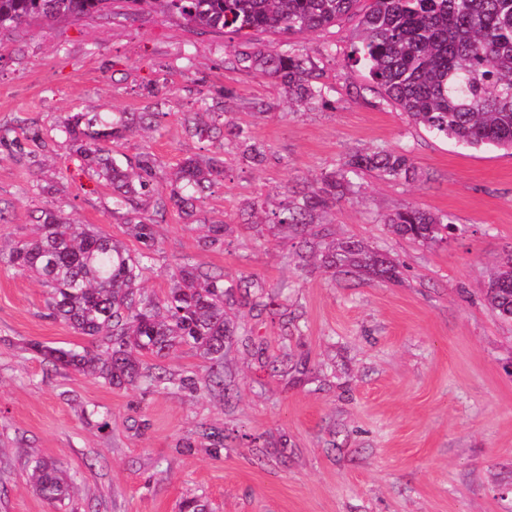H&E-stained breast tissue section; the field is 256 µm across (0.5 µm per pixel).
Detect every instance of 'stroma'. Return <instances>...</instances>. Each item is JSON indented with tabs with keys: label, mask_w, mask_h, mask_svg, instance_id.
Instances as JSON below:
<instances>
[{
	"label": "stroma",
	"mask_w": 512,
	"mask_h": 512,
	"mask_svg": "<svg viewBox=\"0 0 512 512\" xmlns=\"http://www.w3.org/2000/svg\"><path fill=\"white\" fill-rule=\"evenodd\" d=\"M356 24L346 16L296 41L329 90L314 109L225 64L230 37L154 13L0 33V128L12 139L0 147V250L26 238L32 212L48 203L138 247L112 218L110 188L63 140H30V129L51 130L65 113L139 112L162 100L161 128L132 133L119 149L151 151L169 172L212 148L185 134L183 113L229 89V119L251 125L269 151L259 167L226 154L223 181L200 205L229 224L223 247L202 250L203 228L168 210L143 281L163 294L192 262L263 282L264 311L234 307L253 335L227 346L230 396L202 384L115 388L42 362L32 344L98 343L50 317L46 288L0 264V512H178L186 497L210 512H512V323L486 300L512 252V153L467 150L408 122L352 67ZM357 149L408 154L416 179L355 178L324 223L332 240L387 253L400 266L395 282L296 267L287 260L296 234L276 223L286 190ZM249 202L258 205L253 228L241 220ZM411 205L448 216L458 232L440 244L391 234L386 218ZM256 341L270 357L289 350V361L261 366ZM143 366L202 380L209 362L184 347ZM204 427L223 432V449L184 451ZM36 459L65 471L62 507L28 483Z\"/></svg>",
	"instance_id": "obj_1"
}]
</instances>
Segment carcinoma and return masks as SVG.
Masks as SVG:
<instances>
[{
	"label": "carcinoma",
	"mask_w": 512,
	"mask_h": 512,
	"mask_svg": "<svg viewBox=\"0 0 512 512\" xmlns=\"http://www.w3.org/2000/svg\"><path fill=\"white\" fill-rule=\"evenodd\" d=\"M116 0H0V31L39 23L107 15ZM129 15L153 12L177 17L203 31L243 38L231 63L280 81L288 100L325 103L317 62L294 48L301 35L325 29L348 14L358 16L352 33V66L382 98L431 135L470 149L512 150V0H122ZM257 33L277 37L269 46ZM221 94L203 112H185L184 131L212 143L211 156L181 161L157 187L160 159L150 151L134 157L115 147L136 129L156 131L165 112H68L57 131L86 161L91 175L112 186V217L139 243L136 250L58 207L37 210L32 236L17 242L0 261L49 288L52 316L99 349L35 343L42 361L103 379L115 387L142 380L159 387L173 382L142 368V357L161 358L181 347L196 350L216 369L208 382L224 387V350L236 325L226 307L241 285L197 264H184L161 296L142 287L156 255L155 220L147 214L173 208L190 224H201L204 249L224 246L228 225L200 218L197 203L224 179V151L236 150L255 165L266 160L254 132L226 119ZM366 172L384 181L415 176L401 152L355 150L339 170L282 204L277 223L295 229L298 261L315 254L332 273L355 271L380 280L398 278L386 256L347 240L319 250L324 237L319 214L351 192L348 174ZM391 231L414 241L442 243L452 229L448 217L409 206L387 218ZM486 297L499 317L512 320V256L503 259ZM31 483L51 505L62 502L69 484L53 462L33 461Z\"/></svg>",
	"instance_id": "cac0c4a2"
}]
</instances>
